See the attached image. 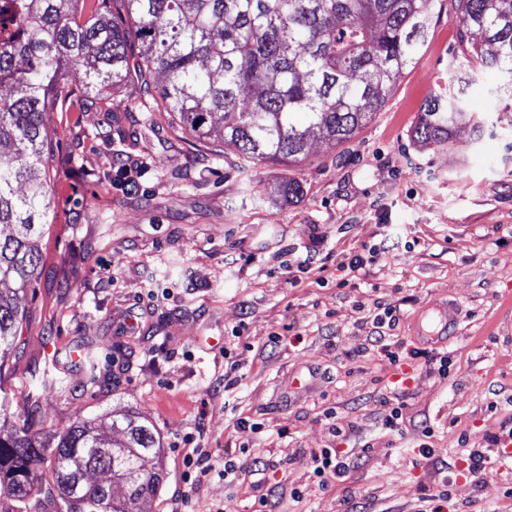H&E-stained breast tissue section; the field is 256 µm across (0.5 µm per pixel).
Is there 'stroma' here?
<instances>
[{
	"label": "stroma",
	"instance_id": "stroma-1",
	"mask_svg": "<svg viewBox=\"0 0 512 512\" xmlns=\"http://www.w3.org/2000/svg\"><path fill=\"white\" fill-rule=\"evenodd\" d=\"M456 0H430L426 43L381 109L351 139L314 137L297 164L263 161L240 172L232 148L184 139L152 97L113 89L112 109H48L52 220L39 241L24 318L0 370L13 406L49 434L76 418L133 414L153 424L161 490L151 512H175L184 458L209 453L195 512H253L224 479V462L262 461L263 482L302 484V502L277 512H415L435 473L414 462L415 423L444 429L436 457L465 469L460 437L480 442L488 405L512 418V150L498 134L459 128L451 146H420L413 130L427 98L449 85L462 46ZM300 190L288 195L287 180ZM388 245L352 276L349 255ZM242 256L237 268L226 254ZM309 259L307 272L289 257ZM458 308L448 375L418 359L405 398L412 426L385 435L381 404L397 364L372 343L375 303L399 305L398 341L415 346L440 302ZM90 343L98 380L64 391L37 383L58 352ZM237 364L240 378L226 387ZM352 422L355 463L345 482L309 480V455L336 439L323 416ZM246 418L248 426L238 425ZM263 423L262 431L251 422ZM512 471L457 479L447 512H512Z\"/></svg>",
	"mask_w": 512,
	"mask_h": 512
}]
</instances>
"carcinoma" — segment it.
I'll use <instances>...</instances> for the list:
<instances>
[{"mask_svg":"<svg viewBox=\"0 0 512 512\" xmlns=\"http://www.w3.org/2000/svg\"><path fill=\"white\" fill-rule=\"evenodd\" d=\"M429 0H113L120 17L96 0H0V368L10 357L22 320L16 291L37 266L35 242L48 224L44 114L63 102L81 112L101 108L109 90L129 79L158 95L181 132L207 140L219 132L242 163L299 162L319 130L344 142L384 103L392 83L425 45ZM460 34L480 43L450 61L451 92L424 103L413 138L439 147L468 125L475 139L489 127L467 104L481 71L502 79L496 122L512 129V0H458ZM142 45L136 63L133 47ZM84 69L92 99H76L66 72ZM12 282L14 290L5 287ZM40 384L64 387L67 375L97 378L96 353L83 348L53 362ZM116 448L79 417L45 441L26 425L0 426V483L13 512H143L161 478L144 468L160 440L152 425L128 414ZM107 473L123 498L89 480Z\"/></svg>","mask_w":512,"mask_h":512,"instance_id":"carcinoma-1","label":"carcinoma"}]
</instances>
